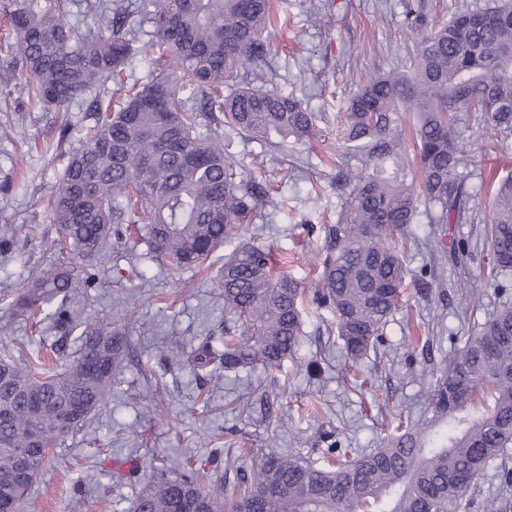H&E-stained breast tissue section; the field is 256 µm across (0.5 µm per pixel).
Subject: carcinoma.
Instances as JSON below:
<instances>
[{"mask_svg": "<svg viewBox=\"0 0 512 512\" xmlns=\"http://www.w3.org/2000/svg\"><path fill=\"white\" fill-rule=\"evenodd\" d=\"M88 5L93 24L69 20V0H0L11 39L0 41V85H19L45 111L66 112L82 94L106 84L136 58L148 80L119 90L115 103L95 96V123L72 152L52 205L51 223L62 255L50 272L25 280L11 303L16 315L51 317L65 333L79 332L76 357L59 372H40L0 353V509L35 512L29 487L12 482L17 456L54 447L74 429L61 422L68 407L85 406L81 423L105 403L126 336L117 319L74 318L75 265L106 252L124 224L139 230L149 253L171 274L200 266L236 242L219 270L224 311L223 349L206 337L187 361L213 372L278 369L294 356L304 305L329 308L338 336L355 361L381 344L410 276L406 241L419 208L432 224H464L474 187L458 129L473 112L495 133L512 136V0H485L446 21L420 12L407 25L417 35L413 64L375 75L350 98L344 149L365 157L347 169L349 187L336 223L325 226L316 253L321 272L306 288L275 271L269 248L241 239L258 206L277 207L236 180L224 147V127L255 137L270 133L296 142L314 130L302 100L277 90L236 85L241 70L267 54L263 33L274 23L271 0H152L144 11L146 43L126 27L132 0ZM164 92L166 119L149 101ZM416 117L414 163L407 155L399 113ZM220 116H215V113ZM210 115L214 127L197 132ZM479 239L487 247L489 285L512 287V175L495 188ZM477 244L449 249L460 264ZM431 417L399 421L386 445L321 464L269 455L243 473L233 512H463L489 464L512 447V306L490 315L432 375ZM502 493L490 512H512V469L496 472ZM227 512L224 485L204 486L192 471L143 480L125 512H176L179 496Z\"/></svg>", "mask_w": 512, "mask_h": 512, "instance_id": "obj_1", "label": "carcinoma"}]
</instances>
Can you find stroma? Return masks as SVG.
<instances>
[{
  "mask_svg": "<svg viewBox=\"0 0 512 512\" xmlns=\"http://www.w3.org/2000/svg\"><path fill=\"white\" fill-rule=\"evenodd\" d=\"M476 0H272L277 16L266 33L270 53L243 73L301 99L316 119L310 138L282 145L225 129L238 177L255 178L277 209L259 208L262 242L303 284L319 276L307 259L322 248L325 225L335 223L346 189L340 174L359 166L341 147L348 99L360 81L408 65L416 38L406 15L415 10L441 21ZM88 98L66 112L35 107L19 86L0 87V226H33L0 246V349L24 347L27 357L55 353L71 359L74 337L53 320L17 319L10 303L20 282L51 269L56 260L43 240L57 237L49 200L68 156L94 123ZM459 129L468 152H480L470 203L480 215L490 190L512 173V136L501 137L462 113ZM434 268L429 296L409 287L391 318L383 345L350 370L329 309L307 310L293 358L280 369L256 366L215 377L185 363L190 345L224 333L220 288L209 269L172 278L152 258L136 230L113 239L111 249L85 266L90 279L75 307L77 320H106L126 311L122 324L129 355L114 371L112 394L80 426L59 438L30 490L38 512H123L141 480L184 467L202 483L233 488L240 472L272 454L322 461L326 449L373 448L396 414L428 417L432 370L462 346L474 325L501 304L483 277L485 258L466 267L425 250L408 258L411 271ZM418 326L421 342L408 328ZM135 461L137 474L119 471Z\"/></svg>",
  "mask_w": 512,
  "mask_h": 512,
  "instance_id": "1",
  "label": "stroma"
}]
</instances>
